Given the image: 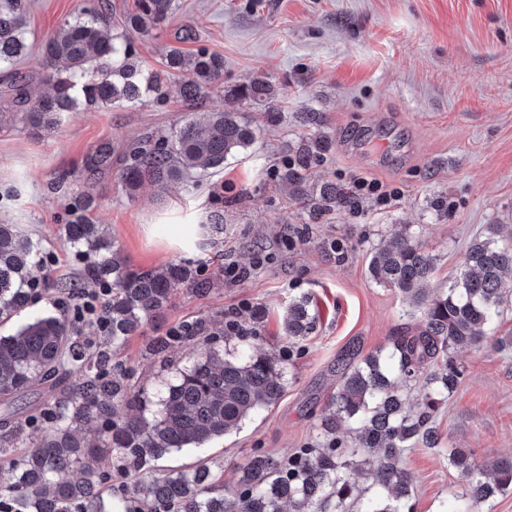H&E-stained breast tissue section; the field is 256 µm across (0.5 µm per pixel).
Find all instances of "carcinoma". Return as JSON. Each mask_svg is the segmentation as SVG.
Wrapping results in <instances>:
<instances>
[{
  "mask_svg": "<svg viewBox=\"0 0 512 512\" xmlns=\"http://www.w3.org/2000/svg\"><path fill=\"white\" fill-rule=\"evenodd\" d=\"M175 9V0H136L125 25L147 34ZM29 54L22 0H0V67L15 66ZM40 66L49 71L48 94L32 97L29 84L16 73L8 87L28 103L34 128L50 130L64 113L81 107L163 103L174 81L185 111L203 113V120L184 116L128 152L119 173L128 194L149 183L166 196L192 178L224 169L227 158L256 141L245 106L264 108L268 123L283 119L268 79L230 89L223 109L209 108L212 94L223 91L220 56L204 46L190 53L173 46L160 67L146 68L131 35L105 32L98 11L91 8L46 40ZM325 149L323 140L304 145L286 162L280 181L302 194L304 171ZM87 165L95 172L111 170L112 148L99 147ZM347 201L329 187L317 210L329 211ZM65 242L89 259L88 277L112 285L108 322L100 332L115 348L161 315L177 290L194 283L191 269L182 264L130 269L120 250L108 244L100 224L65 225ZM36 257L31 238L16 225L0 222V322L30 306L26 285L35 280ZM434 271V259L407 233L372 252L371 280L421 312V324L416 332L395 336L385 348L342 365L314 445L285 459L252 456L241 468L237 488L222 495L212 493L214 474L206 458L177 473L156 472L134 489L147 512H349L352 505L356 512H403L413 493L404 454L416 445L437 447L433 415L464 376L454 354L491 342L506 346L489 330L512 297V228L490 225L488 236L468 247L448 287L426 288ZM317 323L310 298L296 297L288 302L280 333L293 342L312 334ZM110 361L109 351L92 350L63 315L37 314L0 336V403L5 406L35 387L54 396L65 382L63 365L76 375L62 396L40 412L41 432L28 441L22 461L0 471L10 512H127L125 503L105 498L103 474L85 457L106 452L131 469H149L167 454L200 449L238 429L254 412L275 405L285 388L276 354L209 349L163 385L157 412L117 424L112 418L118 411L141 408L143 399L111 375ZM420 380L427 393L418 407L410 391ZM93 422L100 425L96 445L79 436ZM344 425L352 433L350 440L341 432ZM448 465L465 478L461 489L449 494L448 512H479L477 506L512 490V457L497 461L485 479L476 476L469 453L460 448L448 449Z\"/></svg>",
  "mask_w": 512,
  "mask_h": 512,
  "instance_id": "1",
  "label": "carcinoma"
}]
</instances>
